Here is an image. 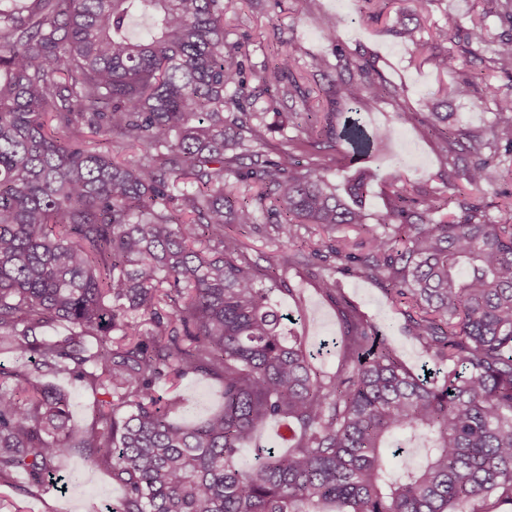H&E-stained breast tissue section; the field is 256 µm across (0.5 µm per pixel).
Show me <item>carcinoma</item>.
Wrapping results in <instances>:
<instances>
[{
    "label": "carcinoma",
    "mask_w": 512,
    "mask_h": 512,
    "mask_svg": "<svg viewBox=\"0 0 512 512\" xmlns=\"http://www.w3.org/2000/svg\"><path fill=\"white\" fill-rule=\"evenodd\" d=\"M143 20L144 35L134 33ZM412 16L392 28L414 40ZM460 52L453 93L473 82L472 46L487 28L448 16L442 39ZM512 73V37L492 49ZM338 75L350 115L308 111L273 143L282 114L250 111L255 89L308 94L292 62L245 72L224 33V0H29L0 10V345L24 362L0 364V483L19 470L39 489L63 454L110 471L124 497L111 512H458L494 495L512 503V224H495L465 197L392 191L383 211L360 205L373 174L340 193L316 152L347 144L378 153L362 104L389 93L360 65ZM499 115L492 138L430 118L448 179L484 192L498 179L486 152H512V97L486 87ZM138 149L134 159H117ZM232 224L273 234L262 268ZM367 238L327 246L340 267L378 282L408 306L409 332L435 360L403 364L331 274L322 293L343 321V360L325 377L284 323L276 271L312 268L321 250L302 231L343 227ZM56 325L61 337L44 332ZM66 375L102 396L89 425L71 423ZM189 375L218 379L220 410L193 425L171 420L179 392L155 387ZM295 425L287 450L240 457L268 421ZM422 441L424 460L397 475L387 451Z\"/></svg>",
    "instance_id": "cac0c4a2"
}]
</instances>
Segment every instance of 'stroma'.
I'll use <instances>...</instances> for the list:
<instances>
[{
    "instance_id": "stroma-1",
    "label": "stroma",
    "mask_w": 512,
    "mask_h": 512,
    "mask_svg": "<svg viewBox=\"0 0 512 512\" xmlns=\"http://www.w3.org/2000/svg\"><path fill=\"white\" fill-rule=\"evenodd\" d=\"M410 0H390L383 16L365 18L355 24L351 18L362 10L361 0H228L224 6V30L229 43L241 44V57L258 67L270 62L277 53L292 55L294 73L311 90V105L328 100L331 80L337 74H349L355 63L369 62L388 83L398 89L397 96L369 102L362 113L373 130L384 138L382 154L362 162L352 161L346 147L327 151L331 179L341 184L359 166L373 169L376 180L363 199L367 212L384 209L392 191L393 178L403 175L407 194L417 197L425 190L443 196L454 195L445 178L448 164L441 140L429 130L426 116L437 88L454 84L452 73L437 72L433 58L454 50V40L436 37L449 14L460 16L462 24L485 19L492 38L512 34V24L487 15L486 0H429L419 16L415 42L401 39L392 28L391 19L400 9L410 8ZM336 20V43L324 37L323 19ZM472 66L476 74L467 95L448 100L455 114L458 130L488 135L497 120L493 103L485 97L486 85H494L502 96H512V75L500 71L490 50L474 48ZM415 112L414 124L397 122L401 110ZM282 276L292 295H278L282 313L293 318L292 329L301 336L305 347L316 352L314 365L322 374L335 373L342 336V322L334 304L320 291L317 275L303 268L289 267ZM345 294L380 327L391 330V338L402 360L410 367H420L426 357L420 345L400 332L403 322L381 289L373 282L353 274L340 275ZM186 397L177 410V422L192 424L216 410L223 402L220 385L211 379L190 376L178 389ZM63 481L46 484L35 494H28L29 479L16 473L14 484L0 486V512H102L123 496L122 486L74 452L62 459Z\"/></svg>"
}]
</instances>
